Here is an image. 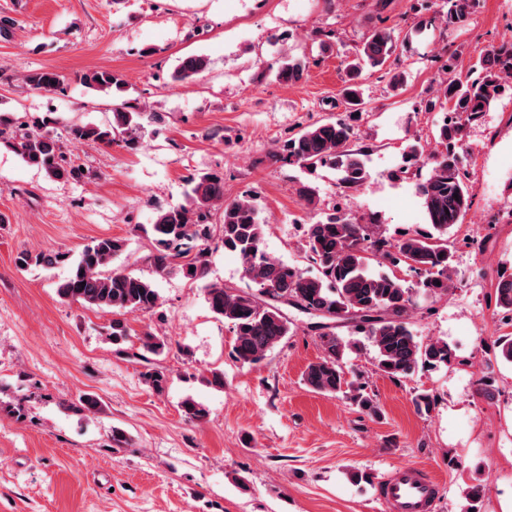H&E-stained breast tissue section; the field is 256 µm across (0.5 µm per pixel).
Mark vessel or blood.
<instances>
[{
	"label": "vessel or blood",
	"instance_id": "vessel-or-blood-1",
	"mask_svg": "<svg viewBox=\"0 0 512 512\" xmlns=\"http://www.w3.org/2000/svg\"><path fill=\"white\" fill-rule=\"evenodd\" d=\"M378 498L385 512H435L438 484L412 466H401L380 481Z\"/></svg>",
	"mask_w": 512,
	"mask_h": 512
}]
</instances>
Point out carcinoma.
I'll use <instances>...</instances> for the list:
<instances>
[{"mask_svg":"<svg viewBox=\"0 0 512 512\" xmlns=\"http://www.w3.org/2000/svg\"><path fill=\"white\" fill-rule=\"evenodd\" d=\"M446 21H464L474 7L473 0H443ZM398 36L387 28L372 30L348 63L350 84L345 98L353 113L365 112L362 93L355 79L363 66L380 67L394 54ZM208 60L190 55L182 60L172 79L192 82L206 70ZM308 61L290 56L269 67L274 79L293 85L307 74ZM512 78V42L486 49L481 53L480 73L466 81L448 78L438 90L439 97L452 104L439 125L437 144L424 164L427 176L416 184L428 224L427 232L404 233L390 242L376 224H361L340 210L308 225L305 253L317 267L309 277L297 265L284 263L265 254V225L258 216L255 199L244 196L224 202V178L204 173L190 179L186 200L178 205H159L153 231V249L149 262L157 274L173 271L197 281L209 271L208 238L211 210L220 206L221 242L224 250L242 261L246 278L257 285L253 292L238 291L222 284L205 288L211 311L230 325L233 354L243 363L255 364L278 346L290 333L292 321L287 310L294 309L311 319L310 330L317 334L322 355L307 365L303 380L313 391L325 395H342L372 418L381 416L375 395L367 391L365 375L349 368L351 355L366 346L375 351V368L394 379L409 378L418 370L448 363V343L442 339H419L410 328L408 317L415 305L410 288L394 274L373 273L370 266L405 265L419 276L418 293L432 299L446 297L456 288L457 273L452 266V229L462 223L470 201L463 168L465 124L478 120L495 108L504 91V81ZM35 90L54 91L63 85L51 70L31 71L24 77ZM92 90L110 92L120 88V80L106 70H89L80 77ZM153 115L123 101L112 107V122L107 125L72 124L67 139L73 144L88 140L112 144V132L124 134L125 146L134 149ZM57 118L48 114L25 122L0 112V137L30 166L50 178L79 180L84 171L73 164L58 140L48 130ZM355 139L352 125L341 120H322L289 138L270 155L273 162L288 161L313 168L325 166L339 173L341 184L358 187L365 183L367 172L363 152L351 148ZM127 248L122 238L105 237L86 245L71 262L70 275L57 287L65 301L108 310L114 319L106 335L119 344L130 336L123 315L152 312L159 306V294L151 280L125 269L112 268V260ZM69 260L65 252L36 254L22 252L16 259L20 268L53 267ZM495 308L505 326H512V275L500 276L495 286ZM348 320L352 338L336 334L332 323ZM136 353L148 362L165 349V342L151 329L138 334ZM145 382L160 393L168 383L167 374L158 367L144 373ZM437 402L433 393L422 391L413 398L420 414L430 413ZM184 415L202 421L207 408L192 398L182 402Z\"/></svg>","mask_w":512,"mask_h":512,"instance_id":"1","label":"carcinoma"}]
</instances>
